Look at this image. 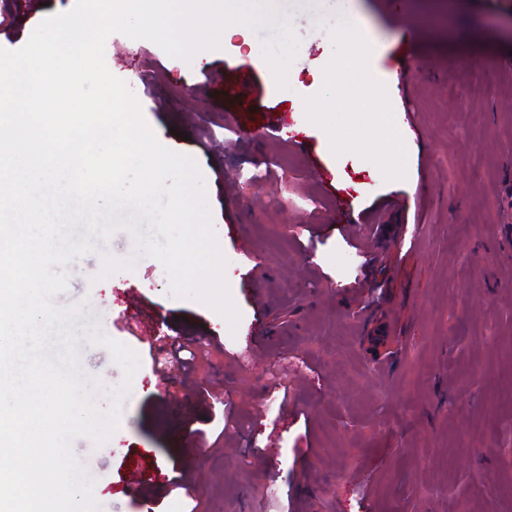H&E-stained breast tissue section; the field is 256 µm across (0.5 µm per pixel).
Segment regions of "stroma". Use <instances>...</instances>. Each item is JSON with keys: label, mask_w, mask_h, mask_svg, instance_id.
<instances>
[{"label": "stroma", "mask_w": 512, "mask_h": 512, "mask_svg": "<svg viewBox=\"0 0 512 512\" xmlns=\"http://www.w3.org/2000/svg\"><path fill=\"white\" fill-rule=\"evenodd\" d=\"M73 4L0 0V47ZM277 7L299 39L283 88L260 61L269 28L189 61L106 41L158 140L205 177L239 320L171 295L151 257L106 278L67 264L53 304L82 305L77 326L140 361L109 441L72 445L93 497L101 512H512V0ZM353 25L372 53L337 37ZM244 77L247 102H225ZM391 113L411 131L404 181L387 174ZM151 336L200 344L193 387ZM77 348L86 375L123 382L106 347ZM274 376L287 393L265 391ZM178 464L193 477L176 490ZM134 470L148 497L122 493Z\"/></svg>", "instance_id": "1"}]
</instances>
